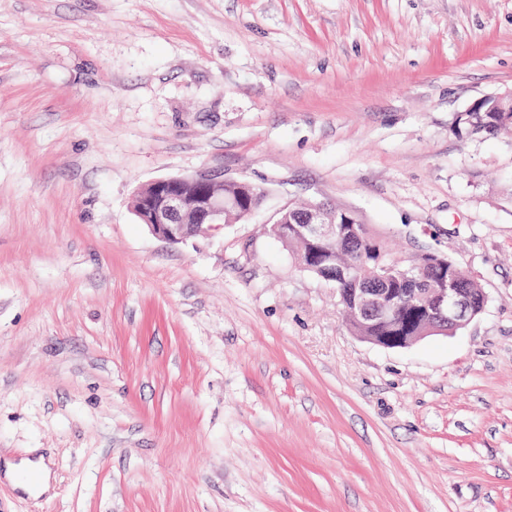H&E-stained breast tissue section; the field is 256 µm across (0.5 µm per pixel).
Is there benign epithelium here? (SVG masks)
I'll return each instance as SVG.
<instances>
[{
    "instance_id": "1",
    "label": "benign epithelium",
    "mask_w": 512,
    "mask_h": 512,
    "mask_svg": "<svg viewBox=\"0 0 512 512\" xmlns=\"http://www.w3.org/2000/svg\"><path fill=\"white\" fill-rule=\"evenodd\" d=\"M471 112H511L512 91L507 94L487 96L469 108ZM229 205L224 201V177L209 172H199L186 177L152 181L139 194L136 214L141 223L160 241L175 246L183 243L196 232L206 228L220 230L227 223L225 214ZM332 207L322 202H312L304 215V223H291L292 212L283 209L272 224L277 238L296 239L305 251L296 255L302 269L318 268L325 271V280L336 279V271L328 264L332 246L344 236L360 237L361 228L350 226L341 232L337 224L326 220ZM438 266L448 270V258L433 253L411 257L401 269L388 264L378 266L377 277L383 283L401 280L406 284L419 282L423 269ZM454 279L440 282L436 288H413L407 292L408 305L413 314L425 312L411 336L382 337L378 343L386 347L405 348L428 337L460 329L483 308L470 306L465 290L459 288L467 272L453 265ZM396 296L389 288H360L351 300L347 320L362 323L368 318L388 320L397 313Z\"/></svg>"
}]
</instances>
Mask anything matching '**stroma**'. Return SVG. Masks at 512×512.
I'll return each instance as SVG.
<instances>
[{"label": "stroma", "mask_w": 512, "mask_h": 512, "mask_svg": "<svg viewBox=\"0 0 512 512\" xmlns=\"http://www.w3.org/2000/svg\"><path fill=\"white\" fill-rule=\"evenodd\" d=\"M512 0H0V512H512ZM265 189L169 246L140 186ZM299 199L483 312L388 349L269 234ZM508 112L512 114V91L479 100L458 116V122L469 130L477 128L479 133L494 135L498 131L512 128Z\"/></svg>", "instance_id": "stroma-1"}]
</instances>
